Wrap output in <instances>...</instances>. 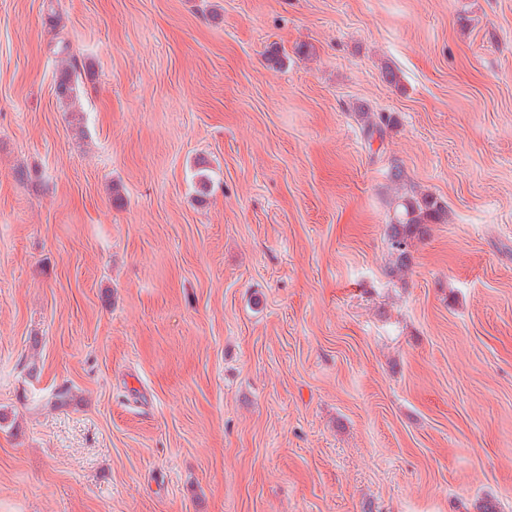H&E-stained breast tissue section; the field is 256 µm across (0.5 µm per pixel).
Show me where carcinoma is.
<instances>
[{"mask_svg": "<svg viewBox=\"0 0 512 512\" xmlns=\"http://www.w3.org/2000/svg\"><path fill=\"white\" fill-rule=\"evenodd\" d=\"M80 75V68L74 61L61 66L55 91L58 100L63 104H75L76 85ZM362 119L367 139L372 140L376 137L384 139L391 119L383 116L374 118L367 112L363 113ZM446 215V206L430 193L399 198L395 205L394 216L387 224L385 232L390 256L388 266L390 276L400 277L411 270L414 244L430 235L431 225L445 223Z\"/></svg>", "mask_w": 512, "mask_h": 512, "instance_id": "cac0c4a2", "label": "carcinoma"}]
</instances>
